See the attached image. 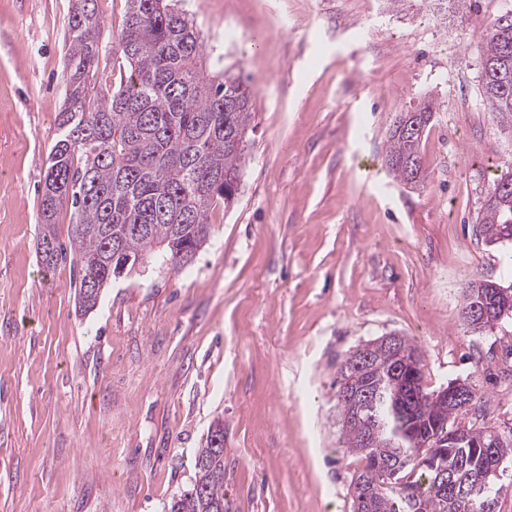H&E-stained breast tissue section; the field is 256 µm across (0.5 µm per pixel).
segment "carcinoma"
<instances>
[{"instance_id": "obj_1", "label": "carcinoma", "mask_w": 512, "mask_h": 512, "mask_svg": "<svg viewBox=\"0 0 512 512\" xmlns=\"http://www.w3.org/2000/svg\"><path fill=\"white\" fill-rule=\"evenodd\" d=\"M181 0H126L112 45L100 42L97 0H77L68 23L70 76L64 108L57 115L61 136L51 149L40 218L42 263L55 267L65 255L78 268L79 308L92 310L112 277L132 272L158 255L176 268L190 263L213 233L208 213L222 200L231 206L241 181L253 92L241 75L206 58L199 33L178 7ZM482 98L488 111L512 127V9L483 38ZM433 117L429 100L395 118L384 165L399 183L417 188L424 180L421 143ZM72 208L69 248L56 244L55 226L64 206ZM485 242L512 245V171L489 185L476 217ZM485 297L492 331L512 319V288L474 281L461 310ZM356 346L340 363L336 390L366 387L360 418L341 427L348 450L365 460L351 482L352 512H495L511 490L499 483L512 457V429L496 435L457 422L460 408L441 413L419 376L405 389L391 384L395 353L382 350L359 375ZM385 430L365 434L372 419ZM494 440L496 472L485 491L460 498L438 483L434 468L466 481L485 468L482 454L458 443ZM428 445L430 456H419ZM379 462L395 467L394 479L375 480ZM193 488L172 499L169 512H224V448L205 444L195 456Z\"/></svg>"}]
</instances>
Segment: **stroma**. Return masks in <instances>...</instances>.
I'll return each mask as SVG.
<instances>
[{"label": "stroma", "mask_w": 512, "mask_h": 512, "mask_svg": "<svg viewBox=\"0 0 512 512\" xmlns=\"http://www.w3.org/2000/svg\"><path fill=\"white\" fill-rule=\"evenodd\" d=\"M73 0H0V512H168L224 423L228 512H352L362 471L333 381L356 346L412 340L436 390L473 385L512 428V322L459 315L512 284L475 220L512 163L478 47L512 0H184L206 51L250 76L238 199L184 269L157 257L79 315L47 269L41 190L59 137ZM432 97L415 190L383 165L397 113ZM488 288L492 289L493 291L489 290ZM482 290H484V292L489 290L490 295L493 293L491 296H488L486 294L485 297L487 312L483 303H475L479 301V299L481 298L482 295L480 291ZM507 303L509 304V307L507 308L505 315H503V306H506ZM471 306L472 308L467 310L465 315L466 319L469 322H472L474 323V325L477 326H482L487 321L488 316H490V319H488L487 323H490L491 318L493 323L490 324L489 326L478 329L476 327H473L470 323H465L463 318L461 317L463 324L468 329H471L473 333L493 331L495 327L500 323V321L503 320L504 318L512 319V288H501V286L489 281L471 282L463 294L461 304V315L463 311H465ZM501 316L502 318H500Z\"/></svg>", "instance_id": "stroma-1"}]
</instances>
